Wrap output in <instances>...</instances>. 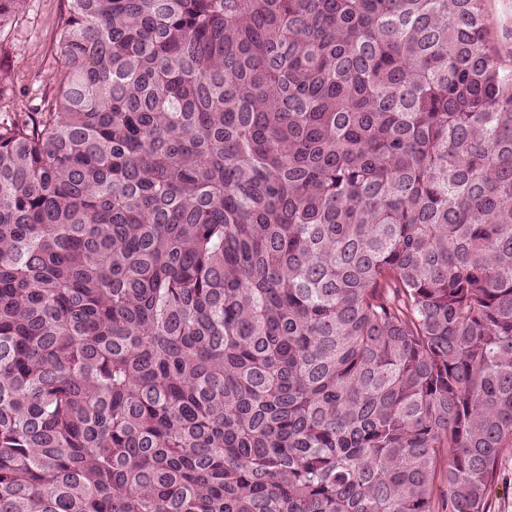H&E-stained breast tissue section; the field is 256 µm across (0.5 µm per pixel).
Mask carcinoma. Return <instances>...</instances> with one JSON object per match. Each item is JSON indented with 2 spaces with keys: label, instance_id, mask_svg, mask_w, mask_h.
<instances>
[{
  "label": "carcinoma",
  "instance_id": "1",
  "mask_svg": "<svg viewBox=\"0 0 512 512\" xmlns=\"http://www.w3.org/2000/svg\"><path fill=\"white\" fill-rule=\"evenodd\" d=\"M59 43L54 97L0 122V512H487L485 0H68Z\"/></svg>",
  "mask_w": 512,
  "mask_h": 512
}]
</instances>
